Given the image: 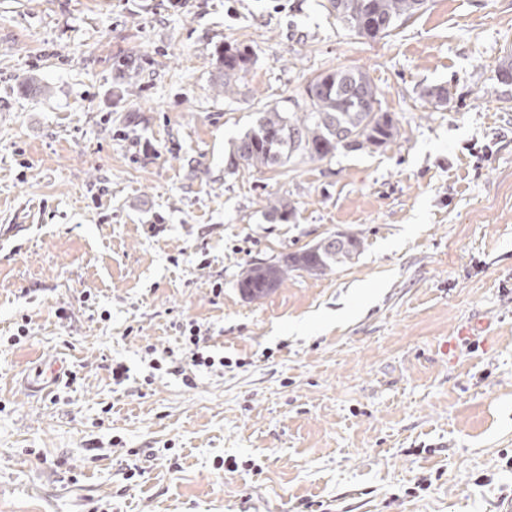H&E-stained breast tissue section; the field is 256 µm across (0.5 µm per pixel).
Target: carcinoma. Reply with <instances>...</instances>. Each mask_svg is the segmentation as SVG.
Segmentation results:
<instances>
[{
    "label": "carcinoma",
    "mask_w": 512,
    "mask_h": 512,
    "mask_svg": "<svg viewBox=\"0 0 512 512\" xmlns=\"http://www.w3.org/2000/svg\"><path fill=\"white\" fill-rule=\"evenodd\" d=\"M425 0H327L325 8L355 36L375 40L388 36L416 15ZM221 65L218 91L226 97L242 94L244 79L256 64L247 46L226 45L218 51ZM378 90L360 69L338 68L316 75L301 98L286 105L266 106L254 124L233 145L232 160L248 167L268 168L322 162L340 150H378L400 134L396 120L378 107ZM293 207L283 198L269 202L267 215L286 222ZM364 240L347 236L344 244H318L286 253L270 263H252L239 274L244 298L254 301L279 288L292 272L322 276L358 257Z\"/></svg>",
    "instance_id": "cac0c4a2"
}]
</instances>
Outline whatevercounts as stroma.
I'll return each mask as SVG.
<instances>
[{
  "label": "stroma",
  "instance_id": "35a3bbf8",
  "mask_svg": "<svg viewBox=\"0 0 512 512\" xmlns=\"http://www.w3.org/2000/svg\"><path fill=\"white\" fill-rule=\"evenodd\" d=\"M322 2L0 0V512L512 498V0H427L375 41ZM227 43L257 58L234 100ZM339 67L369 73L394 143L230 166L257 112ZM334 232L363 239L352 264L242 296L247 264ZM193 323L224 366L188 385Z\"/></svg>",
  "mask_w": 512,
  "mask_h": 512
}]
</instances>
